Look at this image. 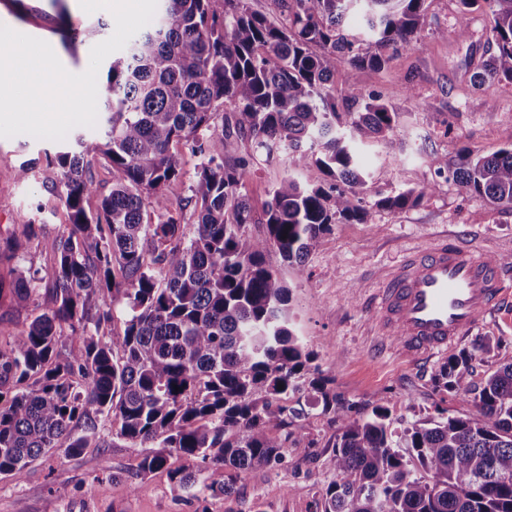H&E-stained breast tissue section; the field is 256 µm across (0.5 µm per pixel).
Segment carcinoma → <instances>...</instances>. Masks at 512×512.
Returning <instances> with one entry per match:
<instances>
[{
	"label": "carcinoma",
	"mask_w": 512,
	"mask_h": 512,
	"mask_svg": "<svg viewBox=\"0 0 512 512\" xmlns=\"http://www.w3.org/2000/svg\"><path fill=\"white\" fill-rule=\"evenodd\" d=\"M281 2L280 26L245 0H224L221 11L216 0H158L156 20L107 65L103 134H78L45 156L60 169L68 224L51 264L0 278V296L37 311L18 333L0 326L12 337L0 349V478H20L52 450L108 447L98 436L106 414L117 422L112 437L155 448L141 474L165 469L181 490L202 474L211 496H226V472L237 478L280 462L285 448L308 450L288 431L299 396L339 424L322 512H512V363L474 384L473 355L449 357L433 383L472 399L477 416L417 421L398 436L387 409L356 411L314 365L292 325L291 289L268 262L274 249L301 272L332 225L371 224L376 211L437 190L433 182L386 195L370 180L364 151L381 142L396 154L400 113L356 83L339 93L332 83L338 58L383 69L419 45L426 0ZM458 2L491 18L473 84L512 83V0ZM353 12L361 33L346 28ZM218 115L224 140L250 143L232 160L215 155ZM177 144L201 158L189 235L166 197L182 176ZM283 152L293 169L316 166L326 180L288 176L258 216L243 181L257 155ZM96 156L111 170L106 193L89 168ZM431 164L462 191L512 210V147L485 155L463 146L454 166L439 156ZM253 224L266 234L252 235ZM18 249L16 238H0V264ZM116 293L126 319L110 336Z\"/></svg>",
	"instance_id": "1"
}]
</instances>
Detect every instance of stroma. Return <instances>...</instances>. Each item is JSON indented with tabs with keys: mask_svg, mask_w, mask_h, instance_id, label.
<instances>
[{
	"mask_svg": "<svg viewBox=\"0 0 512 512\" xmlns=\"http://www.w3.org/2000/svg\"><path fill=\"white\" fill-rule=\"evenodd\" d=\"M64 23L83 34L71 50L64 48L59 34ZM0 24L46 41L65 69L76 74L87 69L92 47L115 29L112 16L86 13L79 0H63L59 7L53 0H0ZM487 24L482 12L462 14L458 0H428L421 45L401 50L388 68L356 71L337 61L336 90L360 84L377 91L401 114L398 136L405 150L400 161L387 160L383 147L369 150L368 172L384 193L435 181L431 156L452 160L464 145L484 154L512 146V83L489 82L479 89L470 83L487 50ZM460 26L471 31L466 41L437 36ZM59 147V142L27 134L0 138V237L29 222L43 227L23 252L26 267L50 264L53 241L68 221L54 194L60 175L45 163L46 153ZM177 151L183 177L166 195L170 209L190 225L196 216L188 199L200 158L182 145ZM27 162L34 165L29 179H15L14 171ZM289 170L287 155L256 157L242 187L255 212H262ZM443 233L512 264V210L445 181L404 210L377 211L373 223L333 225L309 255L304 273L288 267L278 252L268 256L292 291L295 328L336 392L367 412L387 408L398 429L440 410L448 416L476 413L471 399L435 389L432 375L440 359L409 363L398 355L394 338L375 335L366 307L383 269L397 264L407 249L425 246ZM460 347L476 353L472 366L477 382L512 362V299L480 321ZM301 407L291 429L308 442L307 452L285 449L276 466L237 479L230 495L213 497L200 486L177 489L163 469L140 476L144 447L113 440L115 424L104 415L98 432L105 447L87 448L77 456L52 452L34 461L21 478L0 479V512H197L201 507L207 512H321L322 494L335 478L324 461L338 427L310 402Z\"/></svg>",
	"mask_w": 512,
	"mask_h": 512,
	"instance_id": "obj_1",
	"label": "stroma"
}]
</instances>
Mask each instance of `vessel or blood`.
<instances>
[{
	"label": "vessel or blood",
	"mask_w": 512,
	"mask_h": 512,
	"mask_svg": "<svg viewBox=\"0 0 512 512\" xmlns=\"http://www.w3.org/2000/svg\"><path fill=\"white\" fill-rule=\"evenodd\" d=\"M505 280L501 264L486 251L438 239L410 250L383 275L373 303L375 327L397 338L402 358L430 360L495 311L508 293Z\"/></svg>",
	"instance_id": "vessel-or-blood-1"
}]
</instances>
